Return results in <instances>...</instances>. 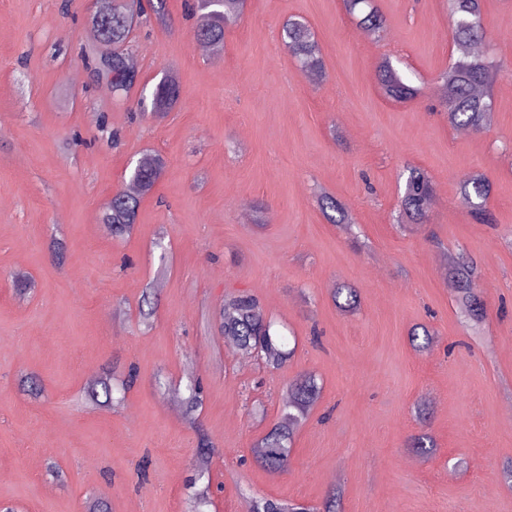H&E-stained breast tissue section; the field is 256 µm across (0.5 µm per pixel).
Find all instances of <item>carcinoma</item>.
<instances>
[{
	"label": "carcinoma",
	"instance_id": "carcinoma-1",
	"mask_svg": "<svg viewBox=\"0 0 512 512\" xmlns=\"http://www.w3.org/2000/svg\"><path fill=\"white\" fill-rule=\"evenodd\" d=\"M108 0H97L90 16L96 40L112 47V59L103 60L93 52L84 51L83 60L91 70L94 79L112 82V94L124 97L134 83L127 79L124 69L134 66L131 49L134 27L144 13V7L134 0H120L107 8ZM346 11L353 15L362 14L359 23L377 34L384 32L385 20L375 0H344ZM244 0H221L216 6L211 0H199L196 24L193 30L197 40L208 44L214 51L224 48V32L240 21ZM448 14L451 19L452 52L456 59L448 69L441 72L437 80V91L447 110L448 123L458 127L481 131L491 125L493 109L489 88L498 64L487 53H473L474 47L485 39L483 28V0H448ZM285 46L294 56L301 71L309 76L320 77L323 61L315 35L309 25L292 21L284 28ZM378 80L384 94L395 101H406L416 95L412 87L388 60L377 67ZM181 96V84L177 74L164 73L152 93L151 110L161 112L176 106ZM165 162L156 153L142 155L134 167L130 183L134 192L117 191L106 203L100 220L112 230V236L123 237L133 230L141 199L150 194L164 172ZM460 193L466 199L471 214L477 220L488 222L491 214L487 207L492 190L490 180L483 174L474 173L459 183ZM323 212H332L328 219L339 225L349 223L346 207L327 193L318 197ZM434 205V188L428 175L419 168L409 169L404 195L401 200L403 211L421 223L428 218ZM477 266L464 253L448 255L447 286L467 319L478 323L484 319L485 308L481 295L475 288ZM332 299L343 314L357 311L359 301L356 289L341 284L333 290ZM222 335L232 339L239 350L252 352L262 345L261 358L265 365L279 371L295 354V348L287 347L286 338L275 329V321L260 301L248 294H231L224 301L219 313ZM412 346L425 351L434 343V333L421 325L410 335ZM138 381L137 369L130 366L122 373H107L93 382L87 389L88 400L99 407L114 402L116 391H126ZM287 393L283 400L281 420L258 438L252 445L254 460L267 471L277 474L285 471L290 463L294 429L306 420L311 408L317 402L320 391L310 376H300L288 381ZM185 403L188 416L201 404V386L197 383L187 386ZM104 400H99V397ZM407 448L422 457L436 453L437 445L427 432L410 436ZM248 512H342L341 493L332 491L323 507L301 502H284L265 498L248 502Z\"/></svg>",
	"mask_w": 512,
	"mask_h": 512
}]
</instances>
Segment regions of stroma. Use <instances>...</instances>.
I'll return each mask as SVG.
<instances>
[{
	"instance_id": "stroma-1",
	"label": "stroma",
	"mask_w": 512,
	"mask_h": 512,
	"mask_svg": "<svg viewBox=\"0 0 512 512\" xmlns=\"http://www.w3.org/2000/svg\"><path fill=\"white\" fill-rule=\"evenodd\" d=\"M166 0L140 25L139 80L127 97L91 81L90 0H0V504L16 512H186L191 478L215 488L208 512L247 499L343 512H512V0H484V51L502 68L489 130L451 127L436 79L451 62L447 0H377L383 35H364L343 0H247L222 54L194 52L190 8ZM305 20L324 72L311 81L282 42ZM393 65L419 95L388 99L376 70ZM175 108L140 114L164 71ZM167 166L140 203L133 233L112 238L100 211L142 154ZM431 178L426 223L396 222L408 168ZM493 186V221L458 190ZM346 204L351 231L317 198ZM63 245L55 255L51 242ZM476 262L486 316L467 329L445 281L448 253ZM35 286L18 298L11 277ZM357 288L343 315L332 290ZM158 306L142 325L145 290ZM254 295L296 354L273 372L225 344L206 313ZM428 325L431 350L409 332ZM135 364L139 382L114 410L84 406L90 370ZM36 376L35 396L21 376ZM315 377L320 398L297 428L287 471L250 446L280 421L288 380ZM172 384L200 379L195 421L167 408ZM425 402L426 416L417 413ZM435 456L414 459L420 430ZM214 444L201 458L198 433ZM459 188L473 217L482 222H489L491 214L487 203L492 190L490 180L480 173L470 174L460 181ZM248 512H342L341 493L332 491L326 498L322 509L301 502H284L265 498L248 502Z\"/></svg>"
}]
</instances>
